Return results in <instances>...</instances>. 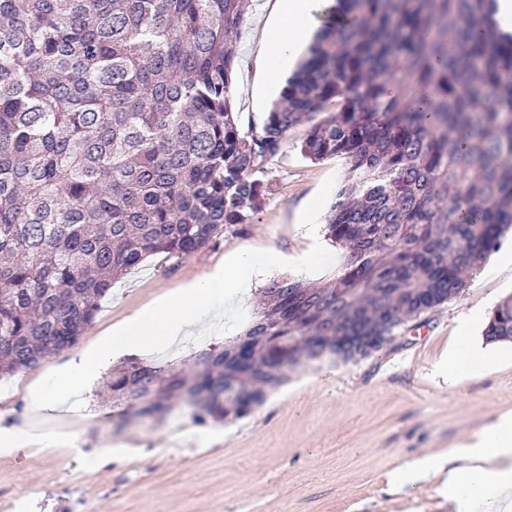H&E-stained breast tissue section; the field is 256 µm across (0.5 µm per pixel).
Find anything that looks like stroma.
Returning a JSON list of instances; mask_svg holds the SVG:
<instances>
[{"label":"stroma","mask_w":512,"mask_h":512,"mask_svg":"<svg viewBox=\"0 0 512 512\" xmlns=\"http://www.w3.org/2000/svg\"><path fill=\"white\" fill-rule=\"evenodd\" d=\"M268 0H250L236 42L232 106L240 130L261 125L279 99L262 94L261 51ZM308 126L289 130L266 165L264 200L249 223L232 224L208 246L180 257L155 254L117 281L76 346L0 378V427L27 422L26 389L48 369L92 346L134 310L201 278L231 253L288 258L308 248L304 208L321 214L345 185L349 165L313 163L299 150ZM512 294V275L472 276L465 290L396 330L371 355L303 366L251 414L198 426L170 417L117 428L98 378L77 424L45 410L57 444L0 453V512H448L434 484L393 487L407 462L451 452L493 416L512 413V361L443 388L433 365L472 309L492 315Z\"/></svg>","instance_id":"obj_1"}]
</instances>
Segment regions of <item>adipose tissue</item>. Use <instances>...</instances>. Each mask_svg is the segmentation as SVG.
<instances>
[{"label": "adipose tissue", "instance_id": "adipose-tissue-1", "mask_svg": "<svg viewBox=\"0 0 512 512\" xmlns=\"http://www.w3.org/2000/svg\"><path fill=\"white\" fill-rule=\"evenodd\" d=\"M315 0H274L262 51L269 71H277L307 43L313 23ZM479 313L459 322L458 336L441 358L438 374L449 386L477 375L502 359L470 340ZM403 481H427L441 477L439 494L447 499L451 512H489L491 503L512 498V416L502 415L453 456H424L396 472Z\"/></svg>", "mask_w": 512, "mask_h": 512}]
</instances>
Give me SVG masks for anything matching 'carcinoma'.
Returning <instances> with one entry per match:
<instances>
[{"instance_id": "carcinoma-1", "label": "carcinoma", "mask_w": 512, "mask_h": 512, "mask_svg": "<svg viewBox=\"0 0 512 512\" xmlns=\"http://www.w3.org/2000/svg\"><path fill=\"white\" fill-rule=\"evenodd\" d=\"M494 3L341 0L243 134L245 0H0V377L74 344L145 256L250 221L303 121L305 158L350 164L326 224L344 272L273 278L243 334L187 372L111 373L112 416L239 419L289 372L377 351L458 295L512 226V35ZM484 335L512 340V294Z\"/></svg>"}]
</instances>
